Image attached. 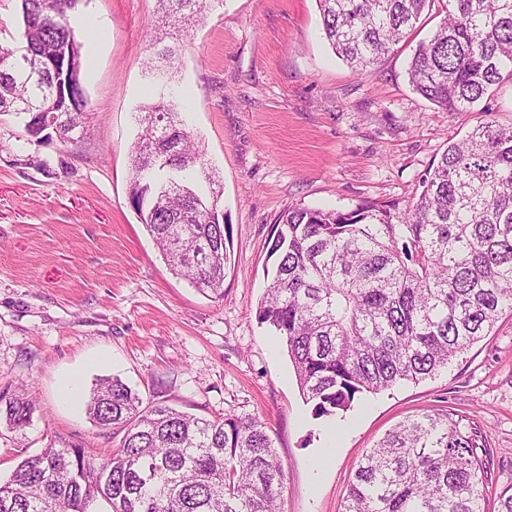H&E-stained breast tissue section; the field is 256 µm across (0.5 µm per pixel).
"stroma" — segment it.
<instances>
[{
	"mask_svg": "<svg viewBox=\"0 0 512 512\" xmlns=\"http://www.w3.org/2000/svg\"><path fill=\"white\" fill-rule=\"evenodd\" d=\"M157 8L81 0L80 141H37L0 114V394L24 388L35 400L24 430L0 421V482L56 437L115 448L86 405L97 380L117 377L150 404L259 417L284 466L282 512H340L367 448L406 417L454 409L485 440L484 508L498 512L512 488V316L431 378L316 419L257 307L284 210L409 201L450 139L488 119L512 123V78L490 112L444 111L408 78L438 12L361 76L326 42L317 0H223L161 61ZM164 85L187 101L189 129L223 187L231 242L220 297L173 272L130 203L138 116ZM71 373L81 385L74 405L60 399Z\"/></svg>",
	"mask_w": 512,
	"mask_h": 512,
	"instance_id": "1",
	"label": "stroma"
}]
</instances>
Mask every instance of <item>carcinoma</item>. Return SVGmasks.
<instances>
[{
    "label": "carcinoma",
    "instance_id": "carcinoma-1",
    "mask_svg": "<svg viewBox=\"0 0 512 512\" xmlns=\"http://www.w3.org/2000/svg\"><path fill=\"white\" fill-rule=\"evenodd\" d=\"M80 0H20L27 55L0 50V112L42 113L80 127L87 100L70 22ZM164 21L197 22L214 0H159ZM324 36L367 75L443 3L414 50L413 89L448 112L492 96L512 74V0H318ZM187 104L159 101L141 117L130 198L175 274L224 294L226 225L203 149L185 128ZM179 139L178 154L164 150ZM405 205L348 211L293 206L271 237L274 274L257 318L286 343L312 416L351 407L364 392L418 382L448 366L512 314V125L485 121L448 146ZM21 430L34 407L22 389L0 395ZM90 418L121 436L107 455L50 445L0 483V512H276L283 466L252 416L205 419L145 405L119 378L101 380ZM479 432L446 410L400 423L365 454L342 512H481L488 478Z\"/></svg>",
    "mask_w": 512,
    "mask_h": 512
}]
</instances>
